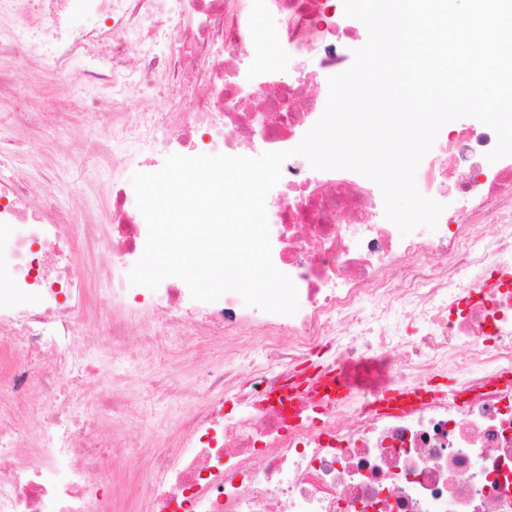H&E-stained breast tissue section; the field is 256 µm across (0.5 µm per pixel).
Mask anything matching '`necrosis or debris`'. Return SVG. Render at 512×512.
Here are the masks:
<instances>
[{"label": "necrosis or debris", "instance_id": "4bbe7bcc", "mask_svg": "<svg viewBox=\"0 0 512 512\" xmlns=\"http://www.w3.org/2000/svg\"><path fill=\"white\" fill-rule=\"evenodd\" d=\"M177 2L204 17L188 35L198 49L224 47L203 69V121L223 110L208 154L291 153L266 212L298 310L269 313L234 292L198 301L175 277L135 299L127 273L148 228L123 187L112 188L111 223L78 232L42 223L22 184L0 178V227L14 232L0 250V389L18 403L38 394L42 421L30 449L0 407V512H100L99 438L58 390L79 374L123 413L138 360L119 350L157 347L154 310L181 335L228 341L203 393L162 392L195 410L178 423V447L151 457L138 512H512V156L489 162L495 132L457 125L416 173L420 193L445 206L436 229L401 234L374 182L293 152L363 27L343 0ZM272 22L285 79L251 62L253 30ZM84 247L102 258L111 325L94 353L80 348Z\"/></svg>", "mask_w": 512, "mask_h": 512}]
</instances>
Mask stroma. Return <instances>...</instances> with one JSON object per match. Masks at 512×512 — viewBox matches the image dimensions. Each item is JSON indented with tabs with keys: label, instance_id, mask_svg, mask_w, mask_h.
I'll return each mask as SVG.
<instances>
[{
	"label": "stroma",
	"instance_id": "35a3bbf8",
	"mask_svg": "<svg viewBox=\"0 0 512 512\" xmlns=\"http://www.w3.org/2000/svg\"><path fill=\"white\" fill-rule=\"evenodd\" d=\"M159 7L144 17L141 35L126 37L123 11L110 0H0V172L31 180L43 222L111 221L112 168L99 150L126 144L113 141L105 114L151 112L170 128L195 119L203 59L184 36L195 16L179 11L176 0ZM223 357V337L203 346L165 337L142 356L123 417L100 410L91 385L81 391L83 408L104 434L131 435L148 420L156 432L144 447H175L179 414L147 399L148 387L173 377L202 385L205 369ZM152 482L148 468H114L116 512H136Z\"/></svg>",
	"mask_w": 512,
	"mask_h": 512
}]
</instances>
